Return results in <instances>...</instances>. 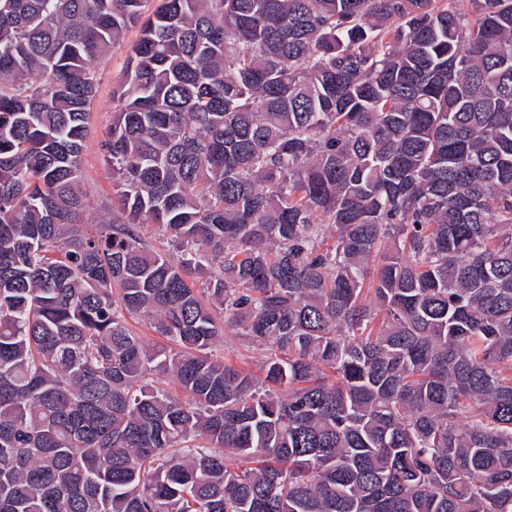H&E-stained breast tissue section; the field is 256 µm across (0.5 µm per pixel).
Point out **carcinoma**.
Masks as SVG:
<instances>
[{
    "mask_svg": "<svg viewBox=\"0 0 512 512\" xmlns=\"http://www.w3.org/2000/svg\"><path fill=\"white\" fill-rule=\"evenodd\" d=\"M0 512H512V0H0ZM138 36V28L128 29L111 52L95 63L99 84L91 105L88 135L81 156L83 183L90 204L88 224H97L107 218L104 207L112 203V172L103 162L101 143L112 125L113 89L125 68L128 50ZM213 354L251 372L255 377L263 379L264 371L261 366L264 356L257 347H247L240 344L232 336H224V343L217 344L213 348Z\"/></svg>",
    "mask_w": 512,
    "mask_h": 512,
    "instance_id": "cac0c4a2",
    "label": "carcinoma"
}]
</instances>
